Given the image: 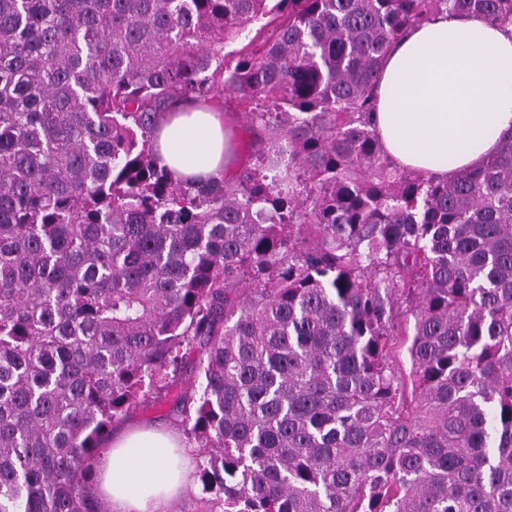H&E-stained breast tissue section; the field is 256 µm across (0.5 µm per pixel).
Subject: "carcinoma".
<instances>
[{
	"instance_id": "1",
	"label": "carcinoma",
	"mask_w": 512,
	"mask_h": 512,
	"mask_svg": "<svg viewBox=\"0 0 512 512\" xmlns=\"http://www.w3.org/2000/svg\"><path fill=\"white\" fill-rule=\"evenodd\" d=\"M447 11L512 26V0H0V512H109L112 424L194 353L211 509L512 512V132L440 181L370 122L387 49ZM227 94L267 148L174 179L159 116Z\"/></svg>"
}]
</instances>
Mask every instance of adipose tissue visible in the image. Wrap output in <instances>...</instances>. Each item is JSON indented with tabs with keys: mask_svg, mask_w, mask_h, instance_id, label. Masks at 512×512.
Wrapping results in <instances>:
<instances>
[{
	"mask_svg": "<svg viewBox=\"0 0 512 512\" xmlns=\"http://www.w3.org/2000/svg\"><path fill=\"white\" fill-rule=\"evenodd\" d=\"M372 125L395 165L441 180L483 166L512 130V26L444 12L387 52ZM160 162L180 180L232 175L237 136L213 103H176L160 120ZM194 452L172 431L130 427L95 462L112 512H167Z\"/></svg>",
	"mask_w": 512,
	"mask_h": 512,
	"instance_id": "obj_1",
	"label": "adipose tissue"
}]
</instances>
